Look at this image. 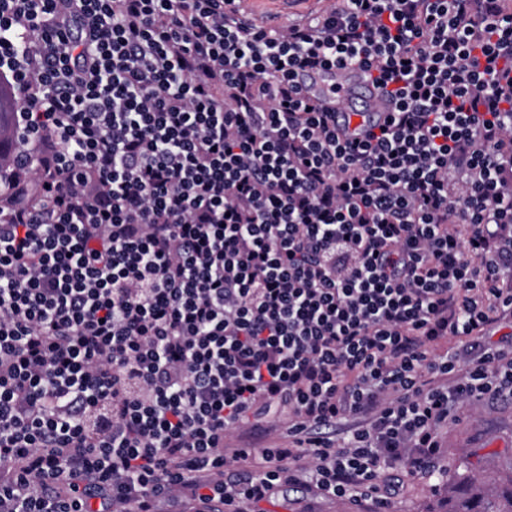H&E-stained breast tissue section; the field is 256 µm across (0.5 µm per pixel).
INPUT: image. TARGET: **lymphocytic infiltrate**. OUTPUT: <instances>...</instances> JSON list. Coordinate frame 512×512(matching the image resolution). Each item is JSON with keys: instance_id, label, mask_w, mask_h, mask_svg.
<instances>
[{"instance_id": "f902f5d3", "label": "lymphocytic infiltrate", "mask_w": 512, "mask_h": 512, "mask_svg": "<svg viewBox=\"0 0 512 512\" xmlns=\"http://www.w3.org/2000/svg\"><path fill=\"white\" fill-rule=\"evenodd\" d=\"M231 3L0 0V512H390L512 399V0ZM347 66L362 138L298 81ZM242 7L253 16L272 17L279 5L289 4L303 11H311L316 7V0H242ZM261 512H378L370 503L357 505L348 497H322L313 488L287 489L271 500L261 503Z\"/></svg>"}]
</instances>
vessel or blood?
<instances>
[{"instance_id":"b4317fda","label":"vessel or blood","mask_w":512,"mask_h":512,"mask_svg":"<svg viewBox=\"0 0 512 512\" xmlns=\"http://www.w3.org/2000/svg\"><path fill=\"white\" fill-rule=\"evenodd\" d=\"M289 4L304 11L315 7L314 0H243L245 11L253 16H273L279 5ZM322 99L335 102L337 127L358 128L368 123H383L389 107L375 86L360 71L339 69L306 78Z\"/></svg>"}]
</instances>
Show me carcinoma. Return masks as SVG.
I'll return each mask as SVG.
<instances>
[{"instance_id":"carcinoma-1","label":"carcinoma","mask_w":512,"mask_h":512,"mask_svg":"<svg viewBox=\"0 0 512 512\" xmlns=\"http://www.w3.org/2000/svg\"><path fill=\"white\" fill-rule=\"evenodd\" d=\"M17 101L0 89V131L12 126ZM456 497L448 500V512H512V472L496 484L485 482L482 470L464 467L455 472Z\"/></svg>"}]
</instances>
